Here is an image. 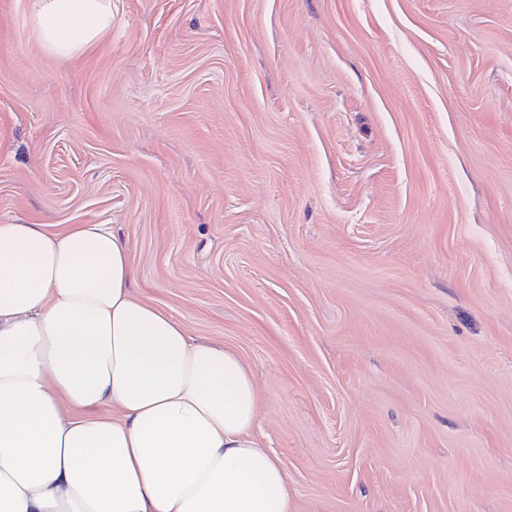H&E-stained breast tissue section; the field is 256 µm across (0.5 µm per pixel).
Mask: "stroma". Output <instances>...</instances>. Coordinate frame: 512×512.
<instances>
[{
  "instance_id": "1",
  "label": "stroma",
  "mask_w": 512,
  "mask_h": 512,
  "mask_svg": "<svg viewBox=\"0 0 512 512\" xmlns=\"http://www.w3.org/2000/svg\"><path fill=\"white\" fill-rule=\"evenodd\" d=\"M0 221L113 225L293 512H512V0H0ZM32 21L42 45L68 60L110 27L112 0H33Z\"/></svg>"
}]
</instances>
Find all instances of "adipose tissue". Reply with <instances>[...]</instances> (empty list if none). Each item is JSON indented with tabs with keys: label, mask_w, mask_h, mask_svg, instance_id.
Instances as JSON below:
<instances>
[{
	"label": "adipose tissue",
	"mask_w": 512,
	"mask_h": 512,
	"mask_svg": "<svg viewBox=\"0 0 512 512\" xmlns=\"http://www.w3.org/2000/svg\"><path fill=\"white\" fill-rule=\"evenodd\" d=\"M32 21L67 60L112 0H33ZM132 281L112 225L0 223V512H291L249 367Z\"/></svg>",
	"instance_id": "obj_1"
}]
</instances>
